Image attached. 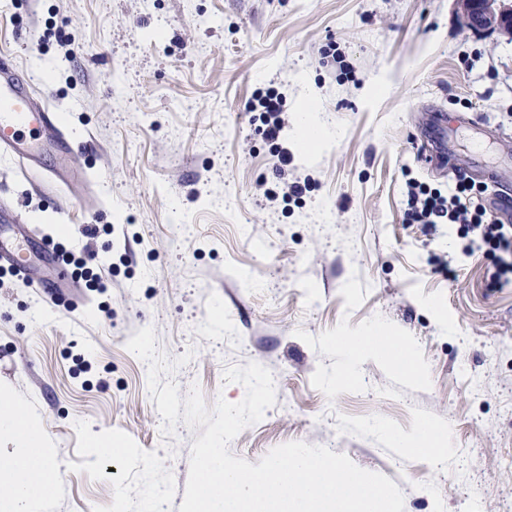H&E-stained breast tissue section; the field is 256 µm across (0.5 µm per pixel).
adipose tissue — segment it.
<instances>
[{
	"label": "adipose tissue",
	"mask_w": 512,
	"mask_h": 512,
	"mask_svg": "<svg viewBox=\"0 0 512 512\" xmlns=\"http://www.w3.org/2000/svg\"><path fill=\"white\" fill-rule=\"evenodd\" d=\"M379 348L397 349V356L390 359L391 365L399 371H409L410 366L403 356L408 348L406 341L375 326L343 339V362L337 371L338 377H353L358 363ZM46 454V449L29 448L20 456L0 457V512H34L39 502L52 495L54 484L44 472Z\"/></svg>",
	"instance_id": "ef3b65f1"
}]
</instances>
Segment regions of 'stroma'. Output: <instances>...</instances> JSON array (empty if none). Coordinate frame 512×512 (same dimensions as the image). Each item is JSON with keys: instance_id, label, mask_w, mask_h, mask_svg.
<instances>
[{"instance_id": "1", "label": "stroma", "mask_w": 512, "mask_h": 512, "mask_svg": "<svg viewBox=\"0 0 512 512\" xmlns=\"http://www.w3.org/2000/svg\"><path fill=\"white\" fill-rule=\"evenodd\" d=\"M1 52L91 177L37 185L0 157V197L78 284L51 301L0 266V389L56 485L40 512H116L150 486L179 512L203 433L183 401L194 385L206 406L241 401L224 370L251 362L276 403L232 455L326 446L396 483L404 512H512V281L493 284L498 255L464 225L405 215L411 180L491 172L485 207L512 200V32L466 29L456 0H0ZM270 88L288 113L275 143L245 110ZM306 100L337 142L304 146ZM307 177L301 199L266 201ZM378 324L422 377L370 355L333 381L338 339ZM425 422L453 433L444 468L396 449Z\"/></svg>"}]
</instances>
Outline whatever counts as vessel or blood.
Segmentation results:
<instances>
[{
	"instance_id": "1",
	"label": "vessel or blood",
	"mask_w": 512,
	"mask_h": 512,
	"mask_svg": "<svg viewBox=\"0 0 512 512\" xmlns=\"http://www.w3.org/2000/svg\"><path fill=\"white\" fill-rule=\"evenodd\" d=\"M36 87L31 79L8 58L0 59V154L27 172H42L55 183L78 176L74 166L79 148L62 116L47 105L35 102ZM54 156L55 165L43 169L45 156ZM23 243L18 247L0 244V262L16 276L29 274L32 254H39L54 269L51 278L36 286L49 298L61 294V285L70 274L50 243L38 240L34 227H21Z\"/></svg>"
}]
</instances>
